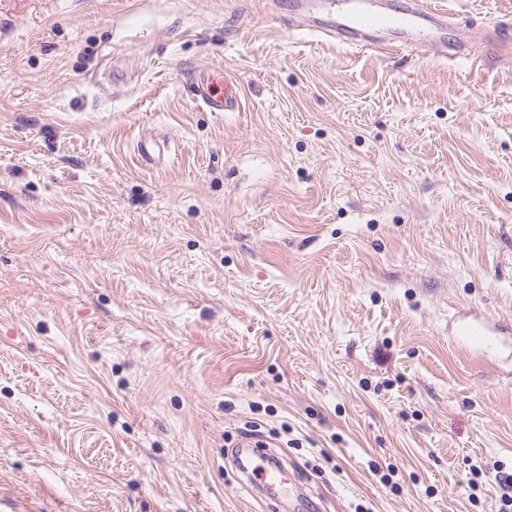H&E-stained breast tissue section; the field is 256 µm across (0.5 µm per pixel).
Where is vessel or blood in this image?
<instances>
[{"instance_id":"b4317fda","label":"vessel or blood","mask_w":512,"mask_h":512,"mask_svg":"<svg viewBox=\"0 0 512 512\" xmlns=\"http://www.w3.org/2000/svg\"><path fill=\"white\" fill-rule=\"evenodd\" d=\"M302 12L315 13L307 25L309 34L324 39L340 40L349 47L385 57L419 53H439L448 58L468 54L464 43L446 45L440 34L452 24L448 10L434 0H382L375 8L347 7L346 0H304ZM196 100L210 112H239L244 108V94L228 71L217 68L195 79ZM504 325H489L479 318L460 322L455 334L459 342L473 349L490 346L495 335L507 333ZM239 468L258 479L266 496L278 491L280 467L264 457L240 456Z\"/></svg>"}]
</instances>
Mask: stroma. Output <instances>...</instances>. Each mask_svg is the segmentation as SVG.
I'll list each match as a JSON object with an SVG mask.
<instances>
[{
    "label": "stroma",
    "instance_id": "1",
    "mask_svg": "<svg viewBox=\"0 0 512 512\" xmlns=\"http://www.w3.org/2000/svg\"><path fill=\"white\" fill-rule=\"evenodd\" d=\"M267 2L0 0V512H498L512 335L450 329L512 323V0H443L454 60ZM196 100L210 112H240L244 109V94L237 79L228 71L217 68L195 78ZM512 329L504 325L491 327L483 319L472 317L460 322L455 329L458 342H462L473 349L489 347L492 336L509 333ZM499 334V335H498ZM238 469L245 471L254 479H258L262 483L263 494L267 497H274L279 490V471L282 466L280 464L267 463L266 458L258 456L253 458L249 455L240 454Z\"/></svg>",
    "mask_w": 512,
    "mask_h": 512
}]
</instances>
